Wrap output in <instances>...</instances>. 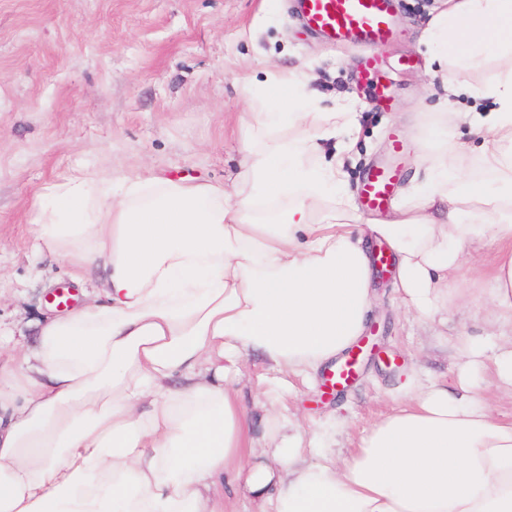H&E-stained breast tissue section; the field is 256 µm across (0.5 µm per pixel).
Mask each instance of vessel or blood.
Wrapping results in <instances>:
<instances>
[{
    "label": "vessel or blood",
    "instance_id": "obj_1",
    "mask_svg": "<svg viewBox=\"0 0 512 512\" xmlns=\"http://www.w3.org/2000/svg\"><path fill=\"white\" fill-rule=\"evenodd\" d=\"M304 27L334 43H358L367 49L361 59L360 80L374 82L380 72V49L397 35L393 0H299ZM398 169L393 163L369 168L361 190V206L377 213L392 200Z\"/></svg>",
    "mask_w": 512,
    "mask_h": 512
}]
</instances>
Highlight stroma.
I'll return each mask as SVG.
<instances>
[{"label": "stroma", "mask_w": 512, "mask_h": 512, "mask_svg": "<svg viewBox=\"0 0 512 512\" xmlns=\"http://www.w3.org/2000/svg\"><path fill=\"white\" fill-rule=\"evenodd\" d=\"M432 5L396 0L398 36L381 50L385 104L356 78L360 48L305 31L297 0H0V328L17 346L33 345L37 320L52 311L49 295L72 281L69 266L39 248L36 218L49 186L104 166L116 175L231 182L245 120L265 102L274 70L313 77L319 111L356 114L357 127L337 135L352 146L350 196L370 164L388 160L394 129L408 147L403 185L421 171L417 143L430 134L468 145L459 179L480 175L471 115L491 102L473 89L495 79L496 55L462 74L460 96L444 98L419 44ZM441 110L447 124L432 126L430 113ZM492 253L484 242L466 247L457 281L465 295L443 325L416 319L378 282L370 320L381 359L362 358L356 380L330 395L325 376L290 379L280 391L283 415L311 413L326 453L344 457L409 391L457 386L460 344L479 335L484 366L467 379L497 414L511 417L512 400L497 394L486 372L501 343L485 325ZM275 378L252 357L236 379L259 440L267 433L264 392Z\"/></svg>", "instance_id": "stroma-1"}]
</instances>
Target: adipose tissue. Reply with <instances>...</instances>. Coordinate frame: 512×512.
<instances>
[{"label": "adipose tissue", "instance_id": "1", "mask_svg": "<svg viewBox=\"0 0 512 512\" xmlns=\"http://www.w3.org/2000/svg\"><path fill=\"white\" fill-rule=\"evenodd\" d=\"M493 41L500 67L478 90L493 106L473 115L481 176L458 179L463 145L431 140L425 178L381 224L353 223L347 148L322 149L349 113L297 109L319 96L293 73L270 74L262 142L230 185L86 173L48 188L39 239L105 277L0 370V512H221L242 495L271 512H512V420L468 384L410 396L340 462L314 457L297 422L257 443L232 388L249 353L305 377L363 335L373 243L390 247L404 305L431 318L465 245L487 239L486 322L512 396V0H438L424 29L448 94Z\"/></svg>", "mask_w": 512, "mask_h": 512}]
</instances>
